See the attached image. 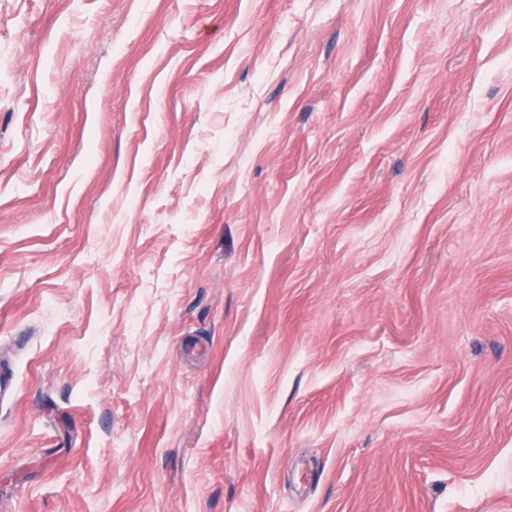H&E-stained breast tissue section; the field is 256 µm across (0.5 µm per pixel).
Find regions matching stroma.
<instances>
[{
  "instance_id": "35a3bbf8",
  "label": "stroma",
  "mask_w": 512,
  "mask_h": 512,
  "mask_svg": "<svg viewBox=\"0 0 512 512\" xmlns=\"http://www.w3.org/2000/svg\"><path fill=\"white\" fill-rule=\"evenodd\" d=\"M0 512H512V0H0Z\"/></svg>"
}]
</instances>
